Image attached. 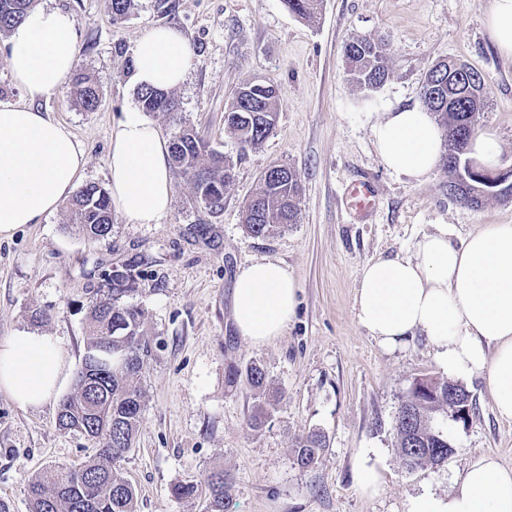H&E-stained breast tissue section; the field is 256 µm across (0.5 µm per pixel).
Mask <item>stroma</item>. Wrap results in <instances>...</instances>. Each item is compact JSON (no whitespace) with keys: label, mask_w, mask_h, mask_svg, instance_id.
I'll list each match as a JSON object with an SVG mask.
<instances>
[{"label":"stroma","mask_w":512,"mask_h":512,"mask_svg":"<svg viewBox=\"0 0 512 512\" xmlns=\"http://www.w3.org/2000/svg\"><path fill=\"white\" fill-rule=\"evenodd\" d=\"M38 3L73 16L76 65L100 87L92 112L70 83L36 104L84 150L81 183L109 185L112 122L139 107L132 48L158 25L180 29L193 55L174 89L185 125L234 166L219 214L195 202L190 181L175 169L171 210L160 223L130 224L116 211L111 235L94 241L70 225L62 203L42 223L0 240V338L22 331L58 337L72 375L82 364L99 288L113 268L138 265L131 302L144 314V408L122 463L136 489V512H205L206 494L177 499L171 489L203 483L215 470L224 473V512H405L411 496L450 491L474 457L493 454L512 465V421L497 418L482 379L460 376L472 402L470 423L454 421L444 406L435 414L454 453L443 464L408 470L396 417L413 378L442 371L423 337L385 350L353 311L357 281L372 259L411 254L438 224L452 225L460 237L485 224H512V200L461 204L449 197L442 169L420 182L387 169L371 134L386 113L420 104L428 71L452 57L483 75L486 110L477 129L495 133L498 169L512 168V60L485 32L489 0H322L313 23L281 0H137L118 21L106 0ZM354 36L386 46L389 77L377 89L357 87L346 72L344 46ZM253 79L279 88L278 112L261 147L244 152L224 126V111ZM275 164L299 178L298 221L255 237L242 212ZM358 179L371 180L379 194L363 221L344 195ZM267 259L296 278L298 306L282 336L255 347L234 328L232 294L238 267ZM250 365L265 371L272 402L257 430L249 425L258 402L244 375ZM57 414V403L23 409L0 392V498L10 500L12 512H29L31 477L54 464H80L98 449L60 429ZM312 430L327 439L325 458L303 469L295 448ZM364 464L382 469L373 497L355 488Z\"/></svg>","instance_id":"obj_1"}]
</instances>
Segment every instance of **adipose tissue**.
I'll list each match as a JSON object with an SVG mask.
<instances>
[{
  "mask_svg": "<svg viewBox=\"0 0 512 512\" xmlns=\"http://www.w3.org/2000/svg\"><path fill=\"white\" fill-rule=\"evenodd\" d=\"M499 52L512 58V0H491L485 20ZM74 20L57 8L32 9L11 28L9 68L25 103L0 102V239L37 224L69 197L86 160L70 131L36 111L35 101L64 86L75 63ZM136 85L171 89L193 64L177 28L158 26L133 47ZM381 162L420 181L437 167L444 140L431 114L414 106L374 125ZM112 202L128 223L156 224L171 206L168 148L138 111L112 124L108 156ZM298 285L274 260L239 267L232 320L243 339L267 344L296 313ZM358 324L387 350L424 337L440 369L479 376L495 413L512 419V224H485L457 239L436 225L409 256H381L363 269L355 288ZM66 380L56 337L17 332L0 338V392L22 408L54 399ZM406 512H512V466L497 457L471 460L451 492L409 498Z\"/></svg>",
  "mask_w": 512,
  "mask_h": 512,
  "instance_id": "ef3b65f1",
  "label": "adipose tissue"
}]
</instances>
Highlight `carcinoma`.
<instances>
[{
  "mask_svg": "<svg viewBox=\"0 0 512 512\" xmlns=\"http://www.w3.org/2000/svg\"><path fill=\"white\" fill-rule=\"evenodd\" d=\"M288 12L305 20L317 17L321 0H282ZM35 0H0V35L24 20ZM347 72L359 87L372 90L389 75L382 43L354 38L344 48ZM452 60L437 62L427 73L421 99L446 131L442 167L448 173V192L462 193L472 206L484 196L470 183L460 181L458 160H466L467 148L475 135L480 112L484 110V83H466L463 70ZM81 105L93 111L100 100L96 82L84 72L76 79ZM143 111L160 115L175 126L169 147L172 165L190 177L194 200L217 214L224 210V187L232 180V164L224 154L212 150L193 131L181 124L179 104L169 91L137 88ZM278 87L265 82L244 84L225 109L224 123L241 150L261 146L272 133L278 112ZM301 191L296 173L290 168L266 171L258 191L243 214L246 230L255 237H267L296 223L297 199ZM70 224L89 239L100 240L112 233V200L96 184L80 187L68 203ZM134 276L117 271L107 296L95 303L89 315V334L82 366L73 390L60 402L58 425L99 442L96 454L79 465H54L28 483L30 512H136V491L124 477L120 462L133 447L141 422L143 395L137 386L142 370V310L124 302L135 293ZM251 388L267 386L262 368L246 369ZM448 404V381L413 378L411 399L400 408L395 429L399 447L415 469L448 459V435L432 426L433 413ZM327 440L312 431L297 444L299 467L309 468L323 459ZM208 491L206 512H224V471H212L205 480Z\"/></svg>",
  "mask_w": 512,
  "mask_h": 512,
  "instance_id": "1",
  "label": "carcinoma"
}]
</instances>
